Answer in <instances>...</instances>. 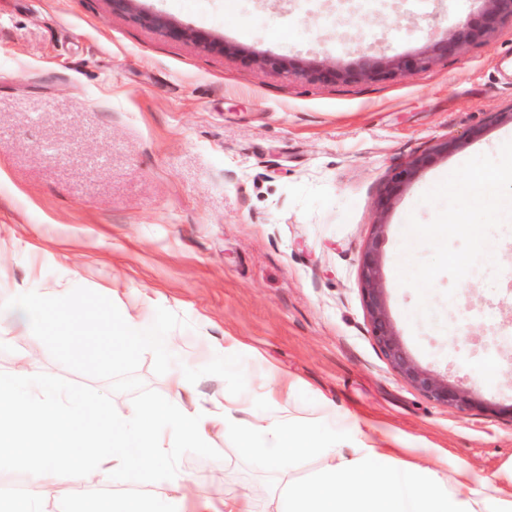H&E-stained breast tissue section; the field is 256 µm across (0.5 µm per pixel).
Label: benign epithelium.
I'll return each instance as SVG.
<instances>
[{"label": "benign epithelium", "mask_w": 512, "mask_h": 512, "mask_svg": "<svg viewBox=\"0 0 512 512\" xmlns=\"http://www.w3.org/2000/svg\"><path fill=\"white\" fill-rule=\"evenodd\" d=\"M114 12H134L140 24L152 28L173 39L192 40L210 52L220 54L230 50L224 39L203 31L184 28L168 16L149 10H139L140 0H107ZM483 8L474 20H458L448 24L439 36L433 37L426 49L414 58L367 56L362 63L351 68L339 60L326 59L292 63L286 59L276 60L269 56L254 55L252 62L260 69L274 67L289 73L326 83H369L386 77H409L416 71L427 68L437 61L455 55L468 46L489 40L497 28L512 23V0H482ZM460 140H446L412 157L392 173L385 191L378 202L374 232L364 246L359 264V286L368 315L371 336L388 365L414 389L428 399L459 412H469L484 406L478 393L462 379H450L420 364L409 352L392 319L387 288L385 286L381 245L387 235L389 224L385 216L392 201L402 193L435 158L457 150Z\"/></svg>", "instance_id": "1"}]
</instances>
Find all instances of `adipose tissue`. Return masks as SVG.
I'll list each match as a JSON object with an SVG mask.
<instances>
[{
  "label": "adipose tissue",
  "mask_w": 512,
  "mask_h": 512,
  "mask_svg": "<svg viewBox=\"0 0 512 512\" xmlns=\"http://www.w3.org/2000/svg\"><path fill=\"white\" fill-rule=\"evenodd\" d=\"M192 365H184L171 381L166 400L130 404L119 415L98 401L63 395L39 382L29 361L0 374V463L29 467L32 490L9 512H45L44 505L63 483L108 481L115 472L144 469L173 459L179 449L207 447L209 435L237 432V448L277 480L266 512H512V494L470 466L449 467L430 449L406 460L389 448L375 427L354 421L358 437L346 447L339 436L318 438L287 404L254 415L248 427L238 425L239 402L219 410L198 404L187 408L193 394ZM106 449L97 463L87 451ZM314 458L317 469L305 479L293 478L295 463ZM97 512H256L244 492L216 498L191 494L187 477H175L167 495L147 499L130 495L100 504Z\"/></svg>",
  "instance_id": "adipose-tissue-1"
}]
</instances>
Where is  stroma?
Returning a JSON list of instances; mask_svg holds the SVG:
<instances>
[{
  "instance_id": "stroma-1",
  "label": "stroma",
  "mask_w": 512,
  "mask_h": 512,
  "mask_svg": "<svg viewBox=\"0 0 512 512\" xmlns=\"http://www.w3.org/2000/svg\"><path fill=\"white\" fill-rule=\"evenodd\" d=\"M232 54L173 40L112 12L107 0H0V302L77 286L138 308L148 336L197 356L193 399L270 409L265 392L294 382L289 406L310 422L322 404L365 420L400 448H430L512 492V419L460 413L406 383L377 349L358 283L362 248L394 169L446 139L463 146L427 166L394 201L381 247L392 318L421 364L512 403V342L493 339L512 311V278L490 264L460 283L440 275L416 314L400 286L408 215L433 219L422 194L468 159L498 156L512 124V25L407 78L325 84L253 66L281 59L411 56L478 0H143ZM484 134L469 138L471 128ZM453 298H445L447 289ZM0 372L30 355L38 372L111 392L55 361L30 325L0 321ZM239 346L224 363V339ZM177 463L197 491L248 492L264 508L275 481L236 451L234 431ZM170 468L73 483L46 512L169 491Z\"/></svg>"
}]
</instances>
